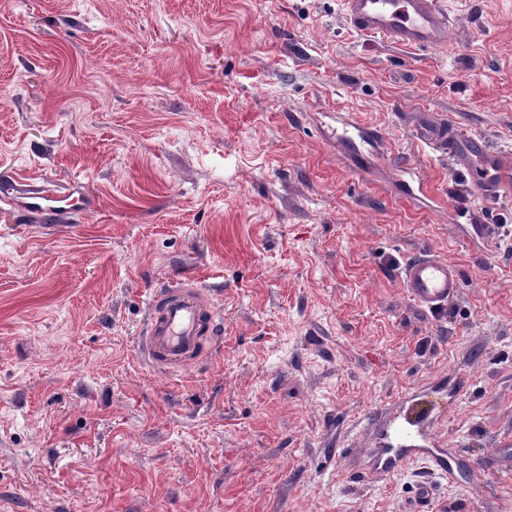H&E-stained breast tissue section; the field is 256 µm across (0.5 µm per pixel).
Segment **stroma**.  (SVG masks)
<instances>
[{
	"instance_id": "1",
	"label": "stroma",
	"mask_w": 512,
	"mask_h": 512,
	"mask_svg": "<svg viewBox=\"0 0 512 512\" xmlns=\"http://www.w3.org/2000/svg\"><path fill=\"white\" fill-rule=\"evenodd\" d=\"M438 3L413 49L342 0H0V512H512V172L484 198L414 133L512 153V0ZM420 253L461 273L437 315ZM186 275L221 334L158 371ZM421 402L424 455L373 472ZM416 135L435 151L441 153L448 151V129L442 123L420 125ZM31 199L33 201L30 202V205L43 212H46L59 221L64 220L68 214L76 209V205L74 203H67L64 199H58L39 194L32 196ZM403 281L410 297L431 312L443 310L462 288L456 265L430 254H419L403 268ZM142 349L151 366L166 371L197 364L204 339L213 341L220 315L207 290L193 276L156 289L150 296Z\"/></svg>"
}]
</instances>
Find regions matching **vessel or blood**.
<instances>
[{"label": "vessel or blood", "instance_id": "1", "mask_svg": "<svg viewBox=\"0 0 512 512\" xmlns=\"http://www.w3.org/2000/svg\"><path fill=\"white\" fill-rule=\"evenodd\" d=\"M343 9L353 28L365 34H392L397 43L410 48H438L448 44L450 19L436 0H343ZM417 137L438 152L448 149V131L443 124H423ZM465 160L479 159L486 173L480 186L485 194L496 193L503 175L512 170V156L487 147L479 138L470 139L461 150ZM34 208L64 220L74 206L65 200L35 195ZM403 281L410 297L432 312L443 310L462 288L456 265L430 254L410 259L403 268ZM149 319L142 333V349L158 370L187 368L204 353L202 343L217 334L220 315L207 290L191 276L156 289L150 296ZM387 445L380 449L376 468L389 474L417 450L408 444L406 428L389 422L378 429Z\"/></svg>", "mask_w": 512, "mask_h": 512}]
</instances>
